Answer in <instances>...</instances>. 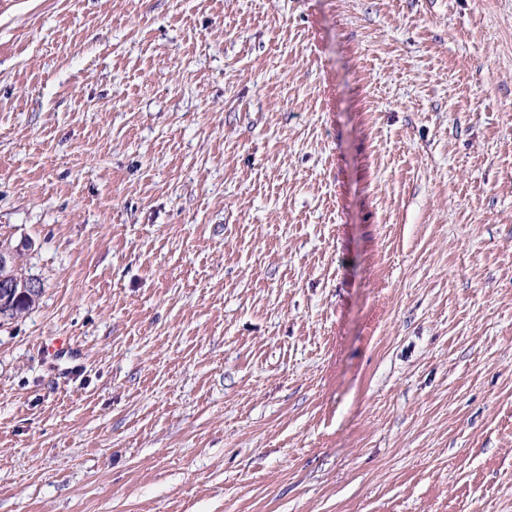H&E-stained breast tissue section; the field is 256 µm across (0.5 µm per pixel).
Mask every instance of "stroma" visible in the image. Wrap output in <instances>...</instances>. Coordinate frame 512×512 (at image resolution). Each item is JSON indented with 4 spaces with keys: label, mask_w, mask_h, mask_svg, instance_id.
<instances>
[{
    "label": "stroma",
    "mask_w": 512,
    "mask_h": 512,
    "mask_svg": "<svg viewBox=\"0 0 512 512\" xmlns=\"http://www.w3.org/2000/svg\"><path fill=\"white\" fill-rule=\"evenodd\" d=\"M24 238L0 512H512V0H0Z\"/></svg>",
    "instance_id": "35a3bbf8"
}]
</instances>
